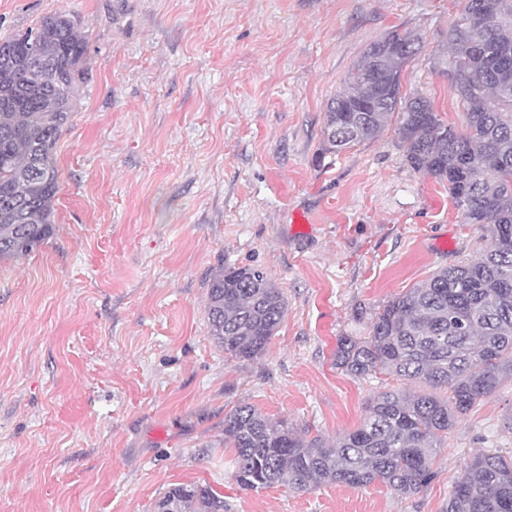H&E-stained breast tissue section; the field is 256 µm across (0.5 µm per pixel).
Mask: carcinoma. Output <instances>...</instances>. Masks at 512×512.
Wrapping results in <instances>:
<instances>
[{"instance_id":"carcinoma-1","label":"carcinoma","mask_w":512,"mask_h":512,"mask_svg":"<svg viewBox=\"0 0 512 512\" xmlns=\"http://www.w3.org/2000/svg\"><path fill=\"white\" fill-rule=\"evenodd\" d=\"M442 73L466 109L460 129L425 96L401 94L418 38L394 29L373 43L327 106L329 150L376 138L401 113L400 143L412 169L448 184L462 223L484 230L478 258L453 264L388 301L369 336H343L336 368L365 378L394 374L431 388L383 392L362 424L330 441L298 432L255 407L224 416V447L235 451L243 490L284 485L295 492L328 482L381 483L411 496L435 477L443 439L481 399L512 377V0H466L448 28ZM87 37L54 13L0 42V261L37 251L53 233L56 145L87 75ZM208 334L236 359L262 354L287 301L258 267L213 274ZM447 389L442 397L436 390ZM208 485L175 484L153 512H226ZM446 512H512V455L480 453L454 482Z\"/></svg>"}]
</instances>
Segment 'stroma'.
<instances>
[{
	"label": "stroma",
	"instance_id": "stroma-1",
	"mask_svg": "<svg viewBox=\"0 0 512 512\" xmlns=\"http://www.w3.org/2000/svg\"><path fill=\"white\" fill-rule=\"evenodd\" d=\"M464 0H0V39L66 12L88 77L59 138L54 232L0 262V512H153L202 483L229 512H445L479 452L512 454V380L449 431L436 478L306 493L233 481L224 416L254 406L332 440L383 391L334 364L338 340L438 269L474 259L446 185L415 172L391 116L326 153L325 113L368 46L402 28L422 49L402 75L457 126L440 71ZM262 268L287 311L266 351L224 354L207 283Z\"/></svg>",
	"mask_w": 512,
	"mask_h": 512
}]
</instances>
